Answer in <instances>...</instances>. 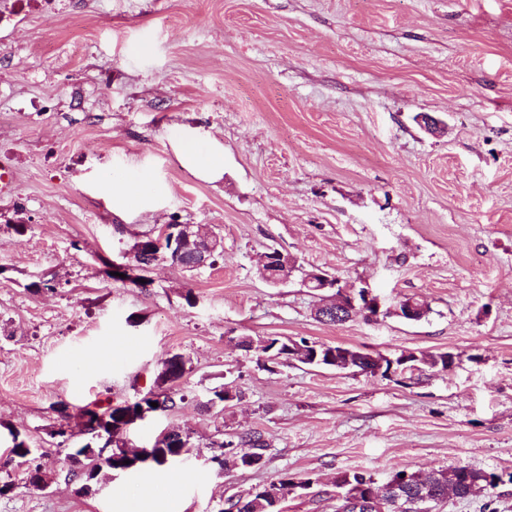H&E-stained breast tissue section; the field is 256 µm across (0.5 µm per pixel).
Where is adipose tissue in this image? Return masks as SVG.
Instances as JSON below:
<instances>
[{"label":"adipose tissue","mask_w":512,"mask_h":512,"mask_svg":"<svg viewBox=\"0 0 512 512\" xmlns=\"http://www.w3.org/2000/svg\"><path fill=\"white\" fill-rule=\"evenodd\" d=\"M172 149L181 164L196 177L216 181L224 176V146L200 127H188L173 140Z\"/></svg>","instance_id":"ef3b65f1"}]
</instances>
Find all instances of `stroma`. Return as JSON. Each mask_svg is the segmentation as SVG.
Returning <instances> with one entry per match:
<instances>
[{
	"instance_id": "stroma-1",
	"label": "stroma",
	"mask_w": 512,
	"mask_h": 512,
	"mask_svg": "<svg viewBox=\"0 0 512 512\" xmlns=\"http://www.w3.org/2000/svg\"><path fill=\"white\" fill-rule=\"evenodd\" d=\"M188 126L223 143L221 180L178 161ZM0 166V453L18 430L53 476L0 468V512H222L286 475L311 486L283 512H336L345 472L512 473V0H0ZM105 171L150 177L149 205L114 211ZM166 224L208 227L222 257L159 264L145 288L105 277ZM271 248L296 266L276 287ZM318 270L430 313L319 322ZM241 336L456 360L401 384L262 365ZM174 353L184 401L127 440L188 433L177 490L110 473L77 496L53 404L134 400ZM227 383L241 400L206 407ZM250 431L261 466L219 473L220 443ZM433 512H512V482Z\"/></svg>"
}]
</instances>
